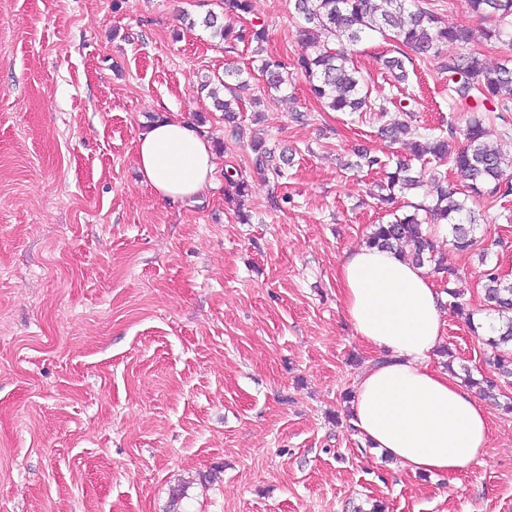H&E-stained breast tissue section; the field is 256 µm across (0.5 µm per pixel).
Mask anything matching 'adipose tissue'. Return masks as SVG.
I'll use <instances>...</instances> for the list:
<instances>
[{
	"label": "adipose tissue",
	"instance_id": "ef3b65f1",
	"mask_svg": "<svg viewBox=\"0 0 512 512\" xmlns=\"http://www.w3.org/2000/svg\"><path fill=\"white\" fill-rule=\"evenodd\" d=\"M142 181L167 202L211 184L216 156L207 134L177 114L142 132L135 148ZM344 314L357 337L380 354L358 377L350 423L372 447L411 473L465 472L485 453L489 412L431 358L445 334L443 299L424 268L365 246L340 266Z\"/></svg>",
	"mask_w": 512,
	"mask_h": 512
}]
</instances>
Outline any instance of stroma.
Listing matches in <instances>:
<instances>
[{"label":"stroma","instance_id":"stroma-1","mask_svg":"<svg viewBox=\"0 0 512 512\" xmlns=\"http://www.w3.org/2000/svg\"><path fill=\"white\" fill-rule=\"evenodd\" d=\"M186 13L202 18L204 0H0V512H170L181 484L183 512H512V385L486 402L481 462L449 478L405 471L350 427L345 394L375 353L344 317L339 268L388 219L384 170L350 164L390 151L378 129L404 100L379 61L390 41L352 56L387 116L325 112L294 65L290 0H251L289 64L287 93L254 79L260 110L239 114L293 158L275 189L198 88L254 67L251 48ZM409 81L413 126L464 129L436 61ZM171 112L204 118L217 152L213 186L173 206L134 162ZM228 171L249 183L250 223ZM472 208L477 250H434L479 318L480 248L495 244L512 281V195ZM444 319L432 366L488 374L483 333Z\"/></svg>","mask_w":512,"mask_h":512}]
</instances>
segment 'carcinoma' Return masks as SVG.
<instances>
[{
    "label": "carcinoma",
    "mask_w": 512,
    "mask_h": 512,
    "mask_svg": "<svg viewBox=\"0 0 512 512\" xmlns=\"http://www.w3.org/2000/svg\"><path fill=\"white\" fill-rule=\"evenodd\" d=\"M472 13L483 19L499 22V27L481 31L485 39L502 34V26L512 27V0H467ZM220 12L209 10L202 24L212 30L213 36L233 44L255 45L254 53L260 56L258 70L265 77L267 88L280 92L287 89V64L282 60L263 55L268 39L264 24H249L236 28L224 23V19H242L251 11V0H215ZM294 11L302 20L297 31L301 52L297 66L304 73L311 96L325 110L332 112H380L387 111L386 101H373L365 90L366 80L352 64L350 47L363 38L378 33L391 40L395 49L382 60L387 73L399 83L408 79V65L413 59L438 61L439 73L448 82L450 105L462 106L473 116L463 130L464 143L457 145L456 131L420 133L405 122H392L382 127L381 134L391 142L402 137L411 138L413 159L449 162L465 180L468 192L475 197H506L512 194V156L487 141L484 122L478 112L489 103L492 111L501 113L504 121L503 135L509 132V122L502 113L512 112V60L506 59L492 65L480 53L470 49L476 32L466 27L449 28L439 17L423 6V0H294ZM455 43L459 51L443 55V47ZM253 74L244 69L224 71L218 85L205 80L200 89L208 91L217 110L224 113V121L231 124L238 140L245 137V129L237 123L243 95L250 90ZM252 164L261 174L277 184L286 177L288 159L276 153V148L252 139L249 143ZM355 166L359 169L376 170L391 167L386 183L380 186V205L393 207L392 219L375 224L367 238V246L411 260L418 266L435 261L434 244L428 230L430 224L450 226L448 244L459 252L472 250L476 218L467 206V199L460 198L458 191L448 187L441 173H426L415 169L407 160L396 159L394 164L368 150L357 153ZM431 185L430 201L408 202V210L399 211L393 206L397 196H405L421 187L424 180ZM448 297L458 316L468 326L474 325L473 313L461 301L460 290L451 284L461 280L455 269L446 268ZM484 301L487 310L497 314L498 326L484 338L485 363L495 376L482 379L465 377L470 386L488 391L498 387V379L512 378V282L502 279L497 269L484 273Z\"/></svg>",
    "instance_id": "1"
}]
</instances>
